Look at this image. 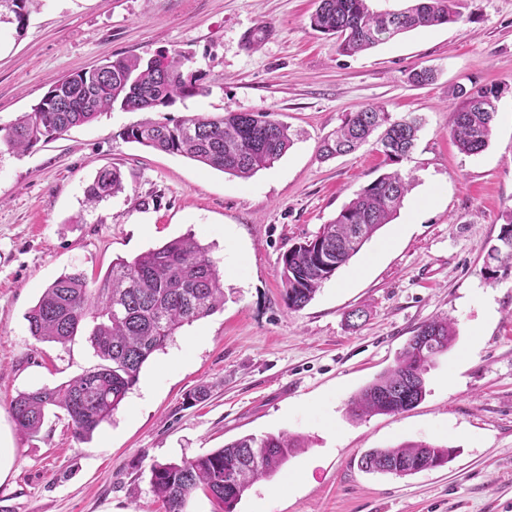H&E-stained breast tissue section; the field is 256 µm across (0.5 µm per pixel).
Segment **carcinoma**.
Wrapping results in <instances>:
<instances>
[{
    "mask_svg": "<svg viewBox=\"0 0 512 512\" xmlns=\"http://www.w3.org/2000/svg\"><path fill=\"white\" fill-rule=\"evenodd\" d=\"M39 0H0V22L24 29L29 6ZM310 26L339 40L346 54L372 49L419 28L458 24L454 0H409L399 10L377 12L369 0H317ZM201 77L186 67L178 53L152 57L124 56L89 71L55 78L32 111L0 126V145L25 152L74 127L97 119L118 106L144 110L169 105L177 98L202 91ZM501 91L495 86L458 88L462 106L450 113V133L463 153L474 155L489 144ZM423 126L417 117L392 119L382 105H365L346 115L320 146L324 158L352 152L368 143L376 131L388 171L364 186L311 239L294 244L282 256V285L288 309L299 311L322 284L390 223L412 187L403 169ZM124 138L167 154L186 156L209 168L247 179L271 167L293 145L289 126L259 112H227L220 117L192 115L174 125L149 123L124 131ZM124 189L119 170L105 168L86 188V203L99 205ZM495 242L484 246L483 279L497 284L512 277V210L502 215ZM224 307V281L207 248L192 235L173 238L131 260L119 258L103 277L88 283L81 272L62 274L49 284L26 314L30 335L38 341L66 344L87 319L97 367L57 386L21 392L13 400L20 432L37 434L46 413H65L73 436L91 439L112 417L137 383L144 363L174 339L184 326ZM456 339L454 323L435 318L421 324L395 365L350 400L355 418L407 411L425 396L424 375L430 364L448 352ZM303 441L284 433L246 435L205 455L179 463L155 464L150 483L165 512H185L190 494L203 490L231 512L244 491L276 474ZM449 448L407 443L372 448L358 465L365 471L402 476L418 472V464L433 469L446 462Z\"/></svg>",
    "mask_w": 512,
    "mask_h": 512,
    "instance_id": "1",
    "label": "carcinoma"
}]
</instances>
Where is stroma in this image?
I'll list each match as a JSON object with an SVG mask.
<instances>
[{"label": "stroma", "mask_w": 512, "mask_h": 512, "mask_svg": "<svg viewBox=\"0 0 512 512\" xmlns=\"http://www.w3.org/2000/svg\"><path fill=\"white\" fill-rule=\"evenodd\" d=\"M462 21L417 29L345 55L314 31L316 0H41L24 29L0 25V125L32 111L50 80L122 56L168 51L204 76L202 93L154 109H113L24 153L0 148V438L17 453L0 512H164L156 463L190 459L245 435L285 432L304 446L249 487L233 512H512V278L484 281L483 245L512 209V0H455ZM430 68L414 86L408 73ZM498 85L493 136L459 151L448 128L459 86ZM386 106L422 118L404 166L415 181L397 216L302 310L282 297L281 256L313 237L384 173L375 143L329 160L321 141L347 113ZM266 112L294 143L240 179L127 142L126 128L195 115ZM124 189L100 205L85 190L103 168ZM191 234L224 274V308L153 354L110 421L86 442L47 413L23 437L11 403L95 367L86 331L40 342L26 313L61 274L103 276ZM363 309L362 319L346 315ZM455 323L411 410L361 420L350 399L394 365L415 329ZM202 337L189 359L182 344ZM206 386L201 401L192 394ZM144 398L138 413L130 402ZM425 442L447 464L399 477L359 468L372 448ZM299 475L283 489L285 475Z\"/></svg>", "instance_id": "obj_1"}]
</instances>
